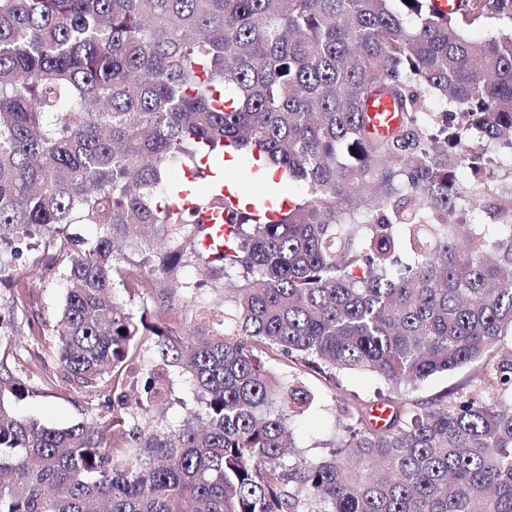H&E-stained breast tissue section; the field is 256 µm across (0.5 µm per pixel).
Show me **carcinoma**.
I'll use <instances>...</instances> for the list:
<instances>
[{
	"mask_svg": "<svg viewBox=\"0 0 512 512\" xmlns=\"http://www.w3.org/2000/svg\"><path fill=\"white\" fill-rule=\"evenodd\" d=\"M503 15L512 0H0V271L47 237L57 366L90 405L62 428L18 415L33 389L0 355V512H512V171L494 170L512 31L468 33ZM207 169L201 199L186 171ZM269 170L270 207L226 205ZM208 210L221 251L200 245ZM76 223L100 232L73 240ZM141 226L188 238L222 303L178 327L130 311L116 286L184 288L182 248L146 277L127 263ZM265 354L375 375L391 412L334 385L345 436L309 457L291 425L314 394ZM480 361L454 401L402 396ZM173 372L201 407L176 424Z\"/></svg>",
	"mask_w": 512,
	"mask_h": 512,
	"instance_id": "cac0c4a2",
	"label": "carcinoma"
}]
</instances>
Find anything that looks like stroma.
<instances>
[{
    "label": "stroma",
    "mask_w": 512,
    "mask_h": 512,
    "mask_svg": "<svg viewBox=\"0 0 512 512\" xmlns=\"http://www.w3.org/2000/svg\"><path fill=\"white\" fill-rule=\"evenodd\" d=\"M43 259V240L36 237L24 242L20 257L0 272V353L5 351L15 357L17 368L28 375L35 389L34 395L14 403V410L42 424L60 428L86 419L87 404L82 393L57 381L58 369L50 336L38 340L29 333L27 322L30 319H40L47 325L53 323L64 296L58 272L47 270ZM173 276L187 282V289L167 295L165 282L158 279L152 289L139 290L127 297L128 308L137 314L160 307L167 321L176 324L182 321L195 301L221 298L220 292L208 287L193 289L192 284L200 279L201 273L189 260H182ZM18 289L24 293V306L14 314H7L11 297ZM481 376L482 366L478 363L439 373L410 392L408 398L414 406L443 395L453 399L474 389ZM306 380L317 403L296 417L294 439L304 454L317 456L335 437L336 404L328 381L315 373L307 374Z\"/></svg>",
    "instance_id": "35a3bbf8"
}]
</instances>
